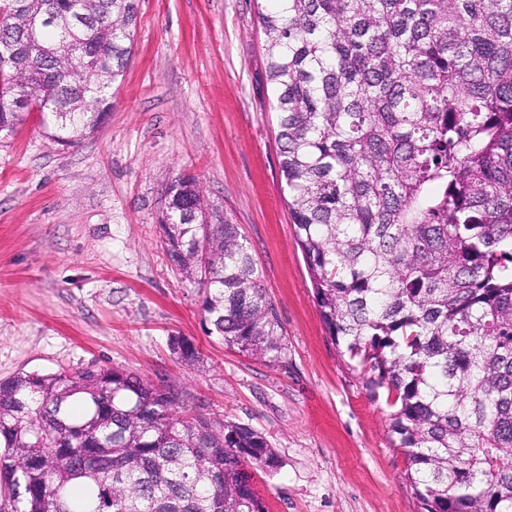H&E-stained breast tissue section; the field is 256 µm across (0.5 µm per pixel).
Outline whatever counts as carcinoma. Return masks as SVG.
I'll return each mask as SVG.
<instances>
[{
    "mask_svg": "<svg viewBox=\"0 0 512 512\" xmlns=\"http://www.w3.org/2000/svg\"><path fill=\"white\" fill-rule=\"evenodd\" d=\"M280 174L319 316L372 399L386 392L421 512H512V0H266ZM137 0H0V134L100 124ZM159 220L228 348L286 344L237 225L193 178ZM177 359L201 353L181 338ZM175 381L95 365L0 381L12 512H267L254 428L189 413Z\"/></svg>",
    "mask_w": 512,
    "mask_h": 512,
    "instance_id": "obj_1",
    "label": "carcinoma"
}]
</instances>
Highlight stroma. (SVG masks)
Here are the masks:
<instances>
[{
  "instance_id": "obj_1",
  "label": "stroma",
  "mask_w": 512,
  "mask_h": 512,
  "mask_svg": "<svg viewBox=\"0 0 512 512\" xmlns=\"http://www.w3.org/2000/svg\"><path fill=\"white\" fill-rule=\"evenodd\" d=\"M260 0H139L132 54L99 127L74 146L37 115L0 136V380L91 364L164 377L193 409L261 432L268 512H419L390 409L320 319L280 178ZM195 178L239 227L286 338L272 365L208 331L203 290L172 268L159 218ZM182 336L203 353L178 363Z\"/></svg>"
}]
</instances>
